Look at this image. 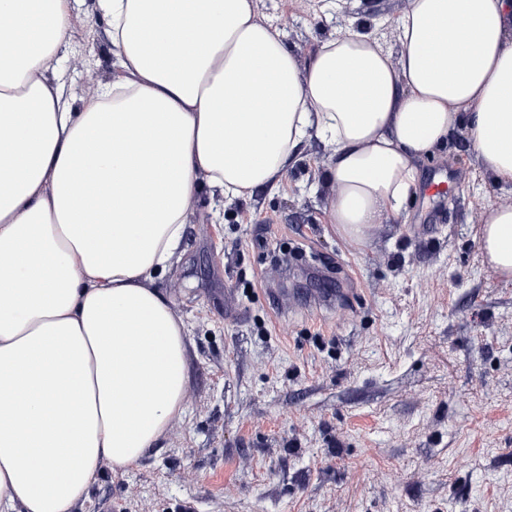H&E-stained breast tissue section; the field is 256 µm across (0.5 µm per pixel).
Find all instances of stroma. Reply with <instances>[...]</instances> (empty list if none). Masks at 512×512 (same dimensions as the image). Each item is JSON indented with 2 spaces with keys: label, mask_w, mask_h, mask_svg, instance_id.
I'll list each match as a JSON object with an SVG mask.
<instances>
[{
  "label": "stroma",
  "mask_w": 512,
  "mask_h": 512,
  "mask_svg": "<svg viewBox=\"0 0 512 512\" xmlns=\"http://www.w3.org/2000/svg\"><path fill=\"white\" fill-rule=\"evenodd\" d=\"M324 2L255 0L300 62L355 31L398 53L408 0ZM110 31L98 0H72L56 73L72 109L115 77ZM331 155L311 137L276 188L202 190L155 281L187 329L185 415L74 512H512V279L481 247L512 185L455 134L358 244L327 220Z\"/></svg>",
  "instance_id": "obj_1"
}]
</instances>
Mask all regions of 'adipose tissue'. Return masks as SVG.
I'll list each match as a JSON object with an SVG mask.
<instances>
[{"label":"adipose tissue","instance_id":"obj_1","mask_svg":"<svg viewBox=\"0 0 512 512\" xmlns=\"http://www.w3.org/2000/svg\"><path fill=\"white\" fill-rule=\"evenodd\" d=\"M119 74L73 111L54 64L70 0H0V512H73L186 410L187 331L157 276L202 187L276 186L333 148L329 223L362 243L457 132L512 183V0H410L300 64L254 0H99ZM512 278V206L482 215Z\"/></svg>","mask_w":512,"mask_h":512}]
</instances>
